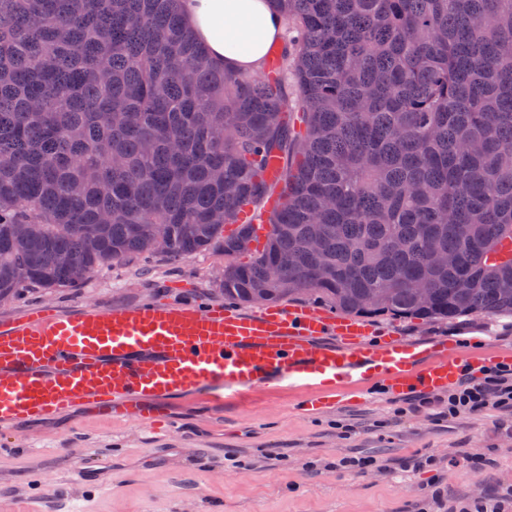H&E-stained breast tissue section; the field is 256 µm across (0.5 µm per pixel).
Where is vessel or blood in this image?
I'll list each match as a JSON object with an SVG mask.
<instances>
[{"label": "vessel or blood", "mask_w": 512, "mask_h": 512, "mask_svg": "<svg viewBox=\"0 0 512 512\" xmlns=\"http://www.w3.org/2000/svg\"><path fill=\"white\" fill-rule=\"evenodd\" d=\"M485 364L464 361L444 338L374 344L364 324L306 309L232 313L218 301L155 298L71 313L38 304L0 318V428L81 406L168 429L165 401L179 390L221 400L273 381L310 390L308 407L326 408L340 403V383L373 376L399 398L446 390Z\"/></svg>", "instance_id": "b4317fda"}]
</instances>
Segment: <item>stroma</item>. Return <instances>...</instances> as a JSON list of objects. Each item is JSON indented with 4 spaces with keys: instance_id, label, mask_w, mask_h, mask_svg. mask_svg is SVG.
Returning <instances> with one entry per match:
<instances>
[{
    "instance_id": "1",
    "label": "stroma",
    "mask_w": 512,
    "mask_h": 512,
    "mask_svg": "<svg viewBox=\"0 0 512 512\" xmlns=\"http://www.w3.org/2000/svg\"><path fill=\"white\" fill-rule=\"evenodd\" d=\"M224 254L190 257L133 255L105 266L74 288H30L0 298V317L33 303L74 311L93 304L134 303L148 297H205L225 307ZM373 340L393 336L426 343L445 336L463 357L479 349H512V316L455 319L368 316ZM302 392L259 387L235 400L180 394L166 403L176 429L111 423L77 409L0 430V507L22 512L30 501L43 512H460L475 502L512 512V425L488 410L448 421L434 409L401 414L404 400L367 387L363 400L312 414ZM63 448H89L81 471L60 468ZM371 456L370 471H340L337 460ZM486 464L473 471L470 457ZM423 467L401 473L400 461ZM109 484L101 493V484ZM443 492L434 503V489Z\"/></svg>"
}]
</instances>
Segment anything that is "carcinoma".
<instances>
[{
    "mask_svg": "<svg viewBox=\"0 0 512 512\" xmlns=\"http://www.w3.org/2000/svg\"><path fill=\"white\" fill-rule=\"evenodd\" d=\"M270 3L296 36L252 80L208 61L177 0H0V298L162 233L172 257L221 249L245 304L512 315V0ZM245 208L270 230L240 264Z\"/></svg>",
    "mask_w": 512,
    "mask_h": 512,
    "instance_id": "carcinoma-1",
    "label": "carcinoma"
}]
</instances>
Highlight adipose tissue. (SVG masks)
Listing matches in <instances>:
<instances>
[{"mask_svg":"<svg viewBox=\"0 0 512 512\" xmlns=\"http://www.w3.org/2000/svg\"><path fill=\"white\" fill-rule=\"evenodd\" d=\"M179 7L208 57L239 74L259 71L283 35L284 19L268 0H179Z\"/></svg>","mask_w":512,"mask_h":512,"instance_id":"1","label":"adipose tissue"}]
</instances>
